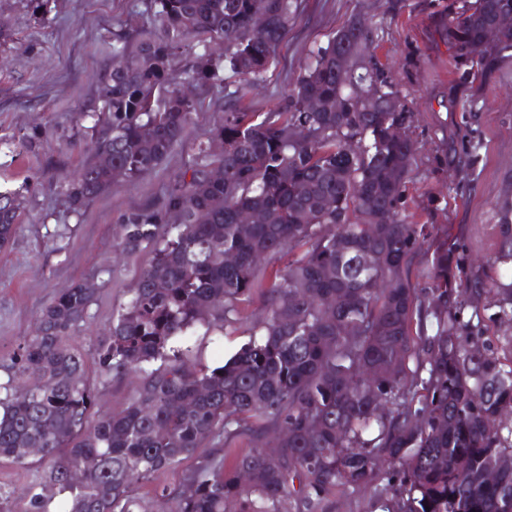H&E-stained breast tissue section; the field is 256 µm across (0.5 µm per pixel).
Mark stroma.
<instances>
[{"instance_id":"obj_1","label":"stroma","mask_w":512,"mask_h":512,"mask_svg":"<svg viewBox=\"0 0 512 512\" xmlns=\"http://www.w3.org/2000/svg\"><path fill=\"white\" fill-rule=\"evenodd\" d=\"M139 0H50L36 19L29 0H0V182L29 184L15 237L0 248V377L8 356L36 329L42 308L61 289L82 283L95 291L87 326L75 345L92 349L109 334L112 315L135 287L151 255L123 253L118 217L155 202L169 178L194 157L193 138L208 137L217 114L202 105L192 114L191 140L178 143L153 172L119 181L87 206L70 213L60 185L89 156V136L78 113L95 111L101 80L113 64L107 36L130 21ZM396 18L386 0H301L280 47L279 61L242 99L252 112H275L302 73L312 50L352 15L371 20L377 54L402 81L414 115L411 134L419 150L407 178L405 212L426 227L431 242H457L467 262L485 264L497 250L499 207L512 202V61L482 89L454 86L455 67L432 17L437 0H400ZM456 107H449V95ZM464 148L455 156L459 177L448 174V136ZM36 137L38 154L7 147L19 135ZM267 288L256 289L223 328L197 329L184 356L197 368H214L250 339L266 305ZM87 378L96 410L121 411L141 386L139 375L105 381L96 364Z\"/></svg>"}]
</instances>
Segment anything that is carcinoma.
<instances>
[{
    "mask_svg": "<svg viewBox=\"0 0 512 512\" xmlns=\"http://www.w3.org/2000/svg\"><path fill=\"white\" fill-rule=\"evenodd\" d=\"M299 7L146 0L148 26L112 30L123 66L105 73L98 111L79 116L92 120V154L65 186L72 211L154 171L189 138L192 113L225 74L236 83L225 97L242 98L277 63ZM505 12L512 0H462L439 17L461 81L482 82L512 59V30L498 28ZM189 40L200 51L173 69ZM371 44V29L350 17L311 53L279 112L214 98L218 123L196 142L194 162L158 202L120 215L122 250L151 253L92 351L106 380L142 377L123 411L91 413L86 355L71 344L90 318L93 290L64 289L42 310L0 382V464L35 470L26 512H49L48 489L68 494L69 512H140L137 485L208 441L241 436L252 446L203 455L178 487L163 489V512H226L230 503L237 512H288L294 496L306 512H324L347 487L374 488L381 512H512V427L501 421L512 409V362L480 347L481 329L463 319L490 298L512 321V281L494 272L512 265V208L501 209L487 271L473 272L446 242L422 249L425 225L404 215L415 152L389 136L396 122L412 126V113L367 111L358 94L376 79L403 99L401 84L383 65L364 74L336 64ZM306 96L330 108L312 116ZM213 138L223 154L212 153ZM214 167L222 179L210 178ZM25 190L0 189V248L17 231ZM241 210L273 219L239 224ZM420 249L426 286L417 289L409 266ZM287 253L255 338L211 370L188 366L182 346L192 330L223 326L269 261ZM370 255L381 256L378 266H366ZM272 439L279 451L269 460ZM27 447L43 453L28 456ZM87 457L96 469L78 486L68 482L64 470Z\"/></svg>",
    "mask_w": 512,
    "mask_h": 512,
    "instance_id": "1",
    "label": "carcinoma"
}]
</instances>
